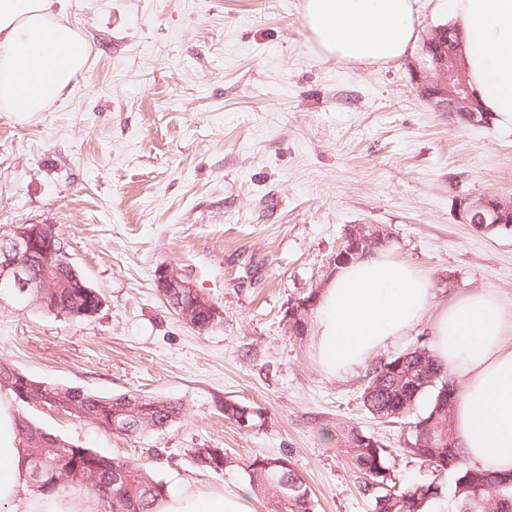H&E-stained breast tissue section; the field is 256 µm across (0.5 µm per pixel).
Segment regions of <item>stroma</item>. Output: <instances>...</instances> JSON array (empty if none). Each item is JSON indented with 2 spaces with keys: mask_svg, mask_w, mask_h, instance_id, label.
I'll list each match as a JSON object with an SVG mask.
<instances>
[{
  "mask_svg": "<svg viewBox=\"0 0 512 512\" xmlns=\"http://www.w3.org/2000/svg\"><path fill=\"white\" fill-rule=\"evenodd\" d=\"M60 18L92 48L43 112H0V234L55 225L103 297L69 321L24 298L0 301V362L93 394L181 402L166 431L127 437L49 407L18 406L46 431L149 464L166 486L247 487L241 461L289 457L315 512H371L339 450L356 428L396 448L407 429L362 404L372 365L430 345L428 325L368 365L323 370L315 313L336 252L357 224L432 280L438 299L473 288L512 301V229L460 221L456 202L512 199V129L461 127L420 94L421 46L387 64L317 54L302 0H62ZM170 265L224 321L184 324L155 287ZM260 409L240 430L225 401ZM189 448H221L235 467H194ZM398 486L436 479L429 512H458L453 473L397 456Z\"/></svg>",
  "mask_w": 512,
  "mask_h": 512,
  "instance_id": "1",
  "label": "stroma"
}]
</instances>
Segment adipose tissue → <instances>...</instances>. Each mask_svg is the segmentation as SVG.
I'll use <instances>...</instances> for the list:
<instances>
[{"label": "adipose tissue", "instance_id": "1", "mask_svg": "<svg viewBox=\"0 0 512 512\" xmlns=\"http://www.w3.org/2000/svg\"><path fill=\"white\" fill-rule=\"evenodd\" d=\"M417 0H304L309 31L325 57L386 64L415 39ZM460 62L484 111L512 128V0H451ZM91 47L55 18L54 0H0V111L43 112L85 67ZM429 322L432 353L460 385L453 418L467 465L512 471V305L489 288L434 304L428 275L377 251L340 266L318 307L315 343L323 368L341 374L388 342ZM10 391L0 390V507L9 512H94L93 497L43 496ZM248 491L190 484L167 489L153 512H253Z\"/></svg>", "mask_w": 512, "mask_h": 512}]
</instances>
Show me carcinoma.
<instances>
[{
    "instance_id": "carcinoma-1",
    "label": "carcinoma",
    "mask_w": 512,
    "mask_h": 512,
    "mask_svg": "<svg viewBox=\"0 0 512 512\" xmlns=\"http://www.w3.org/2000/svg\"><path fill=\"white\" fill-rule=\"evenodd\" d=\"M62 285L41 288L33 304L66 320L80 319L79 313L94 307L95 289L84 276L59 274ZM25 380L36 396L57 398L55 408L75 417L107 427L117 422L123 435L155 433L168 428L183 416L182 405L171 400L141 397L136 394L100 396L84 393L80 400L71 396V388L19 373L0 364V387L20 399L17 386ZM377 384L381 392L362 395L365 409L375 419L409 426L400 451L419 464L438 472L456 475L455 495L461 512H512V474H497L488 469L461 467L462 450L453 425V405L457 386L433 357L428 347L418 346L372 369L366 387ZM431 394L426 411L416 412L420 398ZM247 417L248 427L263 420L259 410L224 401V418L239 423ZM19 434L30 460V477L39 491L51 496L67 490L106 495L110 512H151L156 498L166 485L155 479L143 464L103 455L67 440L54 447L38 442L42 428L24 417L18 419ZM342 454L362 479L364 491L372 498L373 512H427L440 497L441 486L433 481L398 488L391 478L394 450L351 427L342 430ZM185 454L202 471L218 472L235 466L222 448H188ZM250 488L266 501L270 512H313L314 501L304 478L282 457L255 456L242 464Z\"/></svg>"
}]
</instances>
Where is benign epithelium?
<instances>
[{
	"mask_svg": "<svg viewBox=\"0 0 512 512\" xmlns=\"http://www.w3.org/2000/svg\"><path fill=\"white\" fill-rule=\"evenodd\" d=\"M458 54L459 42L451 40L446 29H433L422 45V57L412 62L417 88L426 100L448 113L452 120H457L458 115L465 112L470 124L488 126L492 124L493 118L474 107L475 95L456 64ZM457 213L463 223L473 224L482 230L488 224H511L512 201L493 196H465L457 201ZM384 238L385 233L380 229L369 232L360 226L352 230L336 253V263L343 264L357 256L371 253L374 245ZM35 254L56 256L59 265L73 268L64 243L52 226L34 224L30 228L15 230L10 236L1 235L0 296L5 293L24 295L31 288L53 287V273L57 269L47 262L42 274L34 276L32 256ZM156 280L162 288L187 290L190 303L179 311V318L189 326L199 327V323L191 321L192 307L197 304L193 286L167 265L158 267Z\"/></svg>",
	"mask_w": 512,
	"mask_h": 512,
	"instance_id": "1",
	"label": "benign epithelium"
}]
</instances>
